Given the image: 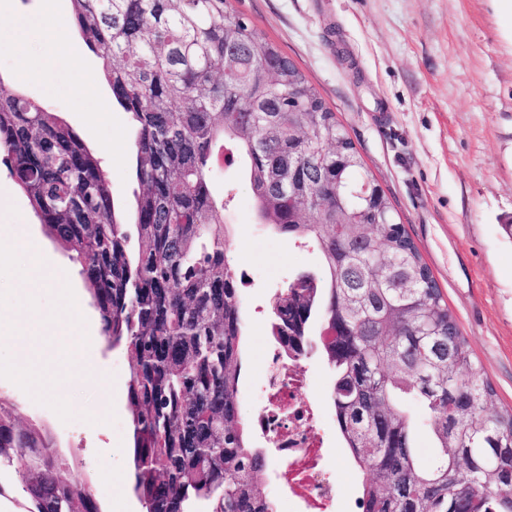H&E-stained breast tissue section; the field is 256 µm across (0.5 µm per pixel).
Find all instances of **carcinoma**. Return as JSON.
<instances>
[{
	"label": "carcinoma",
	"instance_id": "1",
	"mask_svg": "<svg viewBox=\"0 0 512 512\" xmlns=\"http://www.w3.org/2000/svg\"><path fill=\"white\" fill-rule=\"evenodd\" d=\"M77 44L97 56L133 133L132 221L61 115L0 81V161L48 236L80 265L100 339L131 359L130 490L143 512H273L270 459L238 398L246 321L212 174L227 146L257 218L316 249L312 295H275L271 334L306 355L333 333L336 429L362 472V512H512V410L491 385L388 198L359 196L361 157L302 70L229 0H71ZM435 442L423 466L407 404ZM49 429L0 392V470L24 512H101L91 480L62 476Z\"/></svg>",
	"mask_w": 512,
	"mask_h": 512
}]
</instances>
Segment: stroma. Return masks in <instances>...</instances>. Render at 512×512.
<instances>
[{"label": "stroma", "mask_w": 512, "mask_h": 512, "mask_svg": "<svg viewBox=\"0 0 512 512\" xmlns=\"http://www.w3.org/2000/svg\"><path fill=\"white\" fill-rule=\"evenodd\" d=\"M234 13L302 69L336 114L366 171L389 199L398 223L418 247L445 304L465 336L482 378L495 395L489 411L512 409V0H231ZM42 0H7L0 7V81L60 112L94 151L111 141L122 162L112 168L114 201L131 213L139 186L132 171V131L126 113L113 108L110 124H99L96 105L76 94L93 82L102 102L111 95L101 62L90 51L63 56L38 32L27 38L29 66L39 73L24 80L7 45L14 15H33ZM217 187L226 195L224 222L229 250L245 272L242 287L246 345L240 380L246 421L262 413L255 370L261 338L275 294L302 272L320 270L318 251L296 248L258 223L252 193L239 165L221 166ZM20 222L0 236V245L24 240L64 269V293L36 292L27 285V256L17 253L0 266V296L19 311L26 337L0 346V358L51 376L52 391L14 383L0 374V390L29 420L47 425L76 471L90 476L104 512H115L118 496L127 512H141L129 491L130 425L126 404L130 359L124 349L105 350L100 323L83 308L93 342L92 376L70 377L69 362L48 318L63 297L84 301L79 266L54 244L27 196L0 163V193ZM329 461L338 475L341 504L355 503L362 473L337 430L329 432Z\"/></svg>", "instance_id": "stroma-1"}]
</instances>
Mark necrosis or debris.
Wrapping results in <instances>:
<instances>
[{
  "label": "necrosis or debris",
  "instance_id": "necrosis-or-debris-1",
  "mask_svg": "<svg viewBox=\"0 0 512 512\" xmlns=\"http://www.w3.org/2000/svg\"><path fill=\"white\" fill-rule=\"evenodd\" d=\"M259 376L268 406L255 427L274 441L273 466L288 468L287 487L272 493L275 504L288 500L299 512H338L336 474L326 464L327 441L316 426L318 404L302 397L307 377L300 360L270 347Z\"/></svg>",
  "mask_w": 512,
  "mask_h": 512
}]
</instances>
